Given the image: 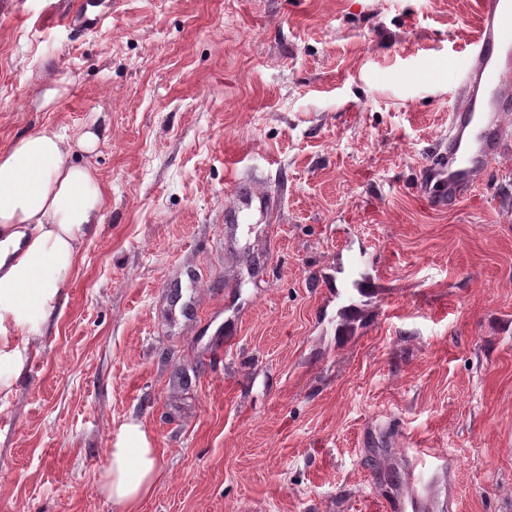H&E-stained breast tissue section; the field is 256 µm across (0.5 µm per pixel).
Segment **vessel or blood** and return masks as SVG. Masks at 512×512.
I'll list each match as a JSON object with an SVG mask.
<instances>
[{
  "label": "vessel or blood",
  "mask_w": 512,
  "mask_h": 512,
  "mask_svg": "<svg viewBox=\"0 0 512 512\" xmlns=\"http://www.w3.org/2000/svg\"><path fill=\"white\" fill-rule=\"evenodd\" d=\"M477 37L460 86L461 103L448 121V142L423 164L417 185L427 202L437 208L467 195L478 176L498 156L512 150L507 123L512 120V0H479ZM236 204L224 216L239 221L251 211H269L271 199L252 183H237ZM447 458L421 450L410 474L409 497L387 500V512H435L436 499L425 476L438 473Z\"/></svg>",
  "instance_id": "obj_1"
}]
</instances>
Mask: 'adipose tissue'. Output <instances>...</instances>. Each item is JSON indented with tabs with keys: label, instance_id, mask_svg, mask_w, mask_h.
I'll list each match as a JSON object with an SVG mask.
<instances>
[{
	"label": "adipose tissue",
	"instance_id": "obj_1",
	"mask_svg": "<svg viewBox=\"0 0 512 512\" xmlns=\"http://www.w3.org/2000/svg\"><path fill=\"white\" fill-rule=\"evenodd\" d=\"M94 130L78 138L39 130L0 153V366L23 371L30 349L22 330L43 323L69 285L85 240L102 223L103 195L74 149L94 150ZM150 433L138 420L109 438L99 490L118 512H139L160 478Z\"/></svg>",
	"mask_w": 512,
	"mask_h": 512
}]
</instances>
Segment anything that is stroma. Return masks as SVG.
I'll use <instances>...</instances> for the list:
<instances>
[{
	"label": "stroma",
	"mask_w": 512,
	"mask_h": 512,
	"mask_svg": "<svg viewBox=\"0 0 512 512\" xmlns=\"http://www.w3.org/2000/svg\"><path fill=\"white\" fill-rule=\"evenodd\" d=\"M68 8L0 0V152L97 125L104 194L0 392V512H117L132 418L162 467L140 512H384L424 448L452 512H512V152L447 208L416 187L475 0ZM239 179L274 208L228 224Z\"/></svg>",
	"instance_id": "obj_1"
}]
</instances>
